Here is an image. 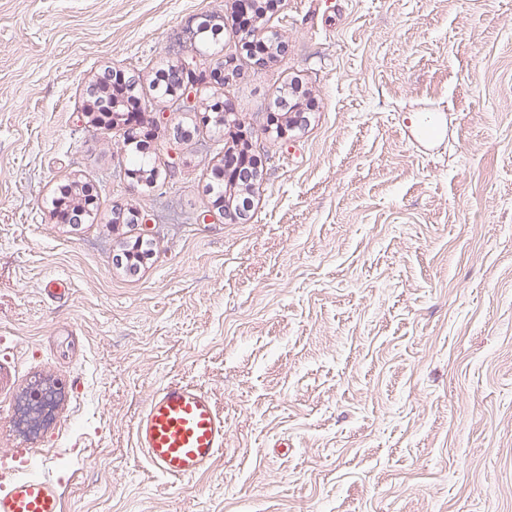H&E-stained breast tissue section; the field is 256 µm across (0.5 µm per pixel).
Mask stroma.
Returning <instances> with one entry per match:
<instances>
[{"instance_id": "obj_1", "label": "stroma", "mask_w": 512, "mask_h": 512, "mask_svg": "<svg viewBox=\"0 0 512 512\" xmlns=\"http://www.w3.org/2000/svg\"><path fill=\"white\" fill-rule=\"evenodd\" d=\"M234 0H0V462L64 512H512V0H276L238 46ZM211 19L222 37L198 39ZM193 53L238 137L178 111L157 73ZM135 76L128 126L87 94ZM307 124L282 131L289 77ZM432 111L434 143L416 123ZM245 219L209 187L234 144ZM97 218L60 224L63 186ZM133 209L146 223L125 224ZM144 240L148 258L118 263ZM50 279L68 297L46 298ZM214 399L222 455L172 482L134 446L145 399ZM51 388L40 426L20 421Z\"/></svg>"}]
</instances>
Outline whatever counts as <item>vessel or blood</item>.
<instances>
[{
	"label": "vessel or blood",
	"instance_id": "1",
	"mask_svg": "<svg viewBox=\"0 0 512 512\" xmlns=\"http://www.w3.org/2000/svg\"><path fill=\"white\" fill-rule=\"evenodd\" d=\"M133 435L155 473L183 481L211 468L224 450L228 427L205 391L170 381L147 399ZM0 512H63L62 492L50 480L27 476L0 487Z\"/></svg>",
	"mask_w": 512,
	"mask_h": 512
}]
</instances>
